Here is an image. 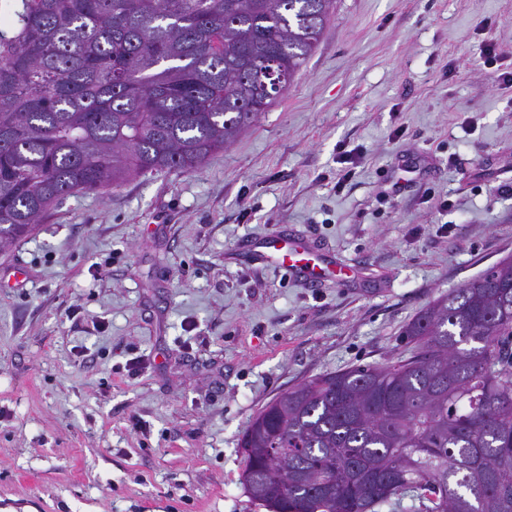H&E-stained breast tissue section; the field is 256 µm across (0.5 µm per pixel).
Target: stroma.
<instances>
[{
  "label": "stroma",
  "mask_w": 512,
  "mask_h": 512,
  "mask_svg": "<svg viewBox=\"0 0 512 512\" xmlns=\"http://www.w3.org/2000/svg\"><path fill=\"white\" fill-rule=\"evenodd\" d=\"M508 70L512 0H336L201 172L70 194L0 249V512H267L240 481L256 413L407 354L422 309L512 255ZM280 232L358 280L314 291L238 251Z\"/></svg>",
  "instance_id": "stroma-1"
}]
</instances>
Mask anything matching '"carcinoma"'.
Returning a JSON list of instances; mask_svg holds the SVG:
<instances>
[{"label":"carcinoma","mask_w":512,"mask_h":512,"mask_svg":"<svg viewBox=\"0 0 512 512\" xmlns=\"http://www.w3.org/2000/svg\"><path fill=\"white\" fill-rule=\"evenodd\" d=\"M335 0H0V245L65 196L201 171L288 88ZM411 356L276 397L239 448L268 512H512V257L405 328Z\"/></svg>","instance_id":"1"}]
</instances>
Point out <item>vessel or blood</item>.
<instances>
[{
  "mask_svg": "<svg viewBox=\"0 0 512 512\" xmlns=\"http://www.w3.org/2000/svg\"><path fill=\"white\" fill-rule=\"evenodd\" d=\"M249 253L260 263L288 272L292 277L311 283L332 278L337 285H349L355 274L342 263L327 262L302 239L269 236L250 241Z\"/></svg>",
  "mask_w": 512,
  "mask_h": 512,
  "instance_id": "b4317fda",
  "label": "vessel or blood"
}]
</instances>
